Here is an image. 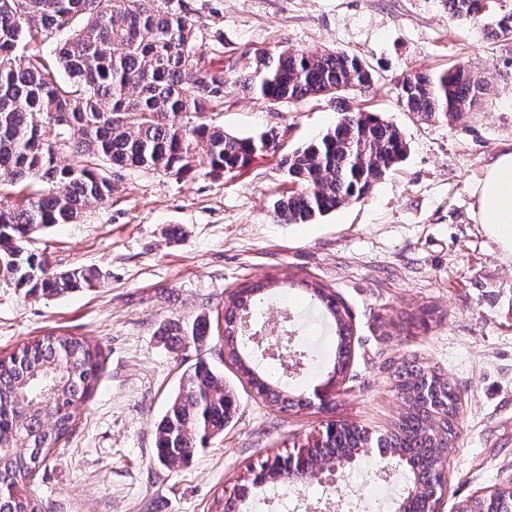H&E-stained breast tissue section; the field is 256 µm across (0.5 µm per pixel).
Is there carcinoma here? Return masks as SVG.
I'll return each instance as SVG.
<instances>
[{"label": "carcinoma", "mask_w": 512, "mask_h": 512, "mask_svg": "<svg viewBox=\"0 0 512 512\" xmlns=\"http://www.w3.org/2000/svg\"><path fill=\"white\" fill-rule=\"evenodd\" d=\"M448 12L484 26L493 40H512V9L479 13L480 0H446ZM197 27L188 0H0V287L29 296H59L93 285L94 271L52 269L27 246L31 234L73 224L89 207L109 202L112 183L101 164L120 169L193 175L202 163L220 175L247 167L263 152L280 153L287 181L300 189L273 203L278 221L303 224L372 186L404 158L400 129L360 108L339 113L336 124L306 146L282 152L275 137H238L213 124L231 83L269 104L316 95L335 96L373 79L370 67L345 52H262L253 65L206 68L196 57ZM56 59L41 46L59 36ZM464 68L415 71L401 81L409 112L458 119L483 94ZM67 148L72 160L58 161ZM327 317L342 308L336 295L305 280ZM268 283L243 284L224 303L223 350L243 373L252 354L242 320ZM204 323L179 328L173 341L196 343ZM100 367V348L83 337L47 334L0 358V512H41L28 487L51 453L74 429V405L89 397ZM429 367L403 366L398 390L414 396ZM268 402L286 412L297 406L278 382ZM431 406L453 416L448 385ZM236 411L224 373L207 362L186 368L156 427L155 452L169 470L224 434ZM430 427L398 423L388 436L395 448L431 447ZM365 437L343 424L327 452L361 448Z\"/></svg>", "instance_id": "obj_1"}]
</instances>
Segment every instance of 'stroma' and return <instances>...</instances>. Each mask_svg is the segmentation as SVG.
Listing matches in <instances>:
<instances>
[{
    "instance_id": "1",
    "label": "stroma",
    "mask_w": 512,
    "mask_h": 512,
    "mask_svg": "<svg viewBox=\"0 0 512 512\" xmlns=\"http://www.w3.org/2000/svg\"><path fill=\"white\" fill-rule=\"evenodd\" d=\"M194 49L206 67L258 52L343 51L373 74L368 93L264 104L224 89L213 119L236 136L274 135L294 150L338 112L361 108L396 124L407 156L371 192L307 224L274 221L292 189L274 155L245 169L186 178L125 170L112 197L78 223L38 232L31 246L54 269L91 268L93 287L58 297L0 288V356L50 332L86 337L103 353L91 398L31 488L42 512H223L247 466L306 445L332 422L392 431L393 371L406 359L448 375L464 414L439 512H459L486 488L512 483V260L477 218L478 189L512 149V43L488 39L449 14L444 0H192ZM467 69L486 87L459 120L405 111L398 82L417 70ZM276 280L257 303L261 325L290 317L294 346L312 350L299 375L255 364L288 391L313 397L326 380L335 336L309 330L317 303L294 280L335 291L352 316L349 369L332 407L278 412L229 359L220 358L224 302L245 282ZM202 319L204 344L173 347L164 332ZM205 359L224 372L238 411L223 436L175 470L155 458V429L182 371ZM365 455L338 485L264 491L270 512H361L394 502L404 471L383 475Z\"/></svg>"
}]
</instances>
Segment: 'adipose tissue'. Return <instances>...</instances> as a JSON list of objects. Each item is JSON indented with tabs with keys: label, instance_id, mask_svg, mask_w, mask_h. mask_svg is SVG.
Returning a JSON list of instances; mask_svg holds the SVG:
<instances>
[{
	"label": "adipose tissue",
	"instance_id": "obj_1",
	"mask_svg": "<svg viewBox=\"0 0 512 512\" xmlns=\"http://www.w3.org/2000/svg\"><path fill=\"white\" fill-rule=\"evenodd\" d=\"M478 215L503 254L512 257V150L487 168L479 187Z\"/></svg>",
	"mask_w": 512,
	"mask_h": 512
}]
</instances>
